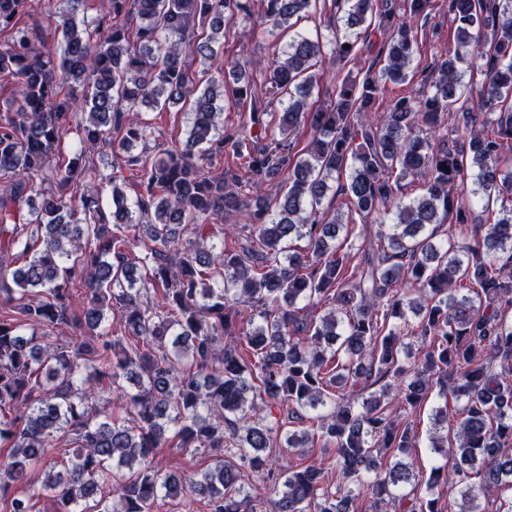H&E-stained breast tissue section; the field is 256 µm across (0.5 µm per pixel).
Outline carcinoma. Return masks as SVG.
<instances>
[{
	"mask_svg": "<svg viewBox=\"0 0 512 512\" xmlns=\"http://www.w3.org/2000/svg\"><path fill=\"white\" fill-rule=\"evenodd\" d=\"M31 2L0 0V76L18 88L0 113V512H41L23 486L44 465L49 512H153L161 498L189 512L197 500L210 512H353L358 500L364 512H442L441 485L458 489L459 512H512V0H448L454 49L376 116L383 85L409 79L410 20L431 0H331L328 40L293 30L319 0H262L264 32L288 36L267 78L278 138L245 64L203 82L183 52L216 56L251 0H98L92 27L77 22L85 0H43L46 23L22 24ZM376 33L383 66L308 104L318 63L356 60ZM230 84L244 118L222 129ZM177 104L185 140L138 149L141 107ZM77 112L82 146L47 179ZM302 126L312 137L298 150L288 136ZM104 147L125 168L91 167ZM224 154L236 168L210 174ZM281 177L287 192L267 197ZM333 181L361 218L358 245L336 243L342 213L321 210ZM477 204L497 218L473 223ZM241 213L243 242L228 251L213 228ZM446 223L457 238L439 237ZM240 303L253 308L246 331ZM61 325L83 341L59 342ZM107 386L132 423L107 414ZM432 386L455 402L435 408L434 426L452 416L457 432L453 444L432 433L452 464L424 480L388 401L415 408ZM272 405L297 426L287 453L318 438L329 460L266 452L281 430L261 416ZM60 433L73 445L61 462ZM170 445L213 463L189 479L163 471L156 450ZM244 467L266 475L265 495L244 489Z\"/></svg>",
	"mask_w": 512,
	"mask_h": 512,
	"instance_id": "obj_1",
	"label": "carcinoma"
}]
</instances>
